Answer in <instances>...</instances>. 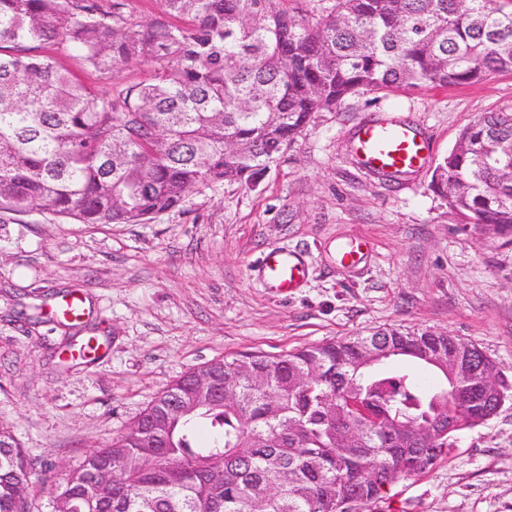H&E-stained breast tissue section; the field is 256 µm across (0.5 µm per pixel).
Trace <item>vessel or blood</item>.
Here are the masks:
<instances>
[{"label": "vessel or blood", "instance_id": "vessel-or-blood-1", "mask_svg": "<svg viewBox=\"0 0 512 512\" xmlns=\"http://www.w3.org/2000/svg\"><path fill=\"white\" fill-rule=\"evenodd\" d=\"M351 146L363 167L379 173H414L426 161V142L410 122L385 115L359 125ZM368 246L360 240L342 243L337 254L343 270L357 268L364 260ZM257 270L265 285L277 295H288L300 288L306 267L295 254L283 248L269 249L259 257Z\"/></svg>", "mask_w": 512, "mask_h": 512}]
</instances>
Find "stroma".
Segmentation results:
<instances>
[{
    "instance_id": "35a3bbf8",
    "label": "stroma",
    "mask_w": 512,
    "mask_h": 512,
    "mask_svg": "<svg viewBox=\"0 0 512 512\" xmlns=\"http://www.w3.org/2000/svg\"><path fill=\"white\" fill-rule=\"evenodd\" d=\"M60 63L104 92L154 76L140 59L100 82L68 57ZM510 105L512 72L463 86L361 92L317 113L257 184L190 194L150 223L1 216L0 423L39 462V512L57 467L111 441L174 379L216 358L427 328L477 345L512 375V251L461 231L430 186L460 131ZM388 113L422 132L428 154L420 171L392 181L350 151L356 126ZM354 237L374 252L349 273L336 250ZM273 247L309 265L304 286L286 297L265 288L255 269ZM60 291L83 298L81 320L14 321L15 310L54 304ZM91 337L97 358L61 357L66 344ZM47 462L55 471L44 470ZM365 512H512V402L456 433L430 472L395 482Z\"/></svg>"
}]
</instances>
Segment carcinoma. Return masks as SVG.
Listing matches in <instances>:
<instances>
[{
	"label": "carcinoma",
	"instance_id": "obj_1",
	"mask_svg": "<svg viewBox=\"0 0 512 512\" xmlns=\"http://www.w3.org/2000/svg\"><path fill=\"white\" fill-rule=\"evenodd\" d=\"M169 21L130 22L126 0H0V215L144 224L193 192L250 183L318 112L360 91L446 87L512 71V0H335L314 23L271 0H162ZM133 57L155 79L102 93ZM237 146L224 153V141ZM512 108L465 127L431 187L463 227L512 247ZM457 337L385 328L202 369L234 401L202 402L186 373L87 450L50 512H355L380 469L430 471L487 405L465 399ZM359 399L374 419L355 414ZM119 479L103 474L106 464ZM35 462L0 424V512H32ZM60 64L70 70L72 74L80 81L91 83L95 82L102 92H107L113 86L122 84L127 85L137 82H149L154 76V65L143 61L142 59H133L120 66L112 75L111 80L98 81L89 71L78 67L67 56H59Z\"/></svg>",
	"mask_w": 512,
	"mask_h": 512
}]
</instances>
